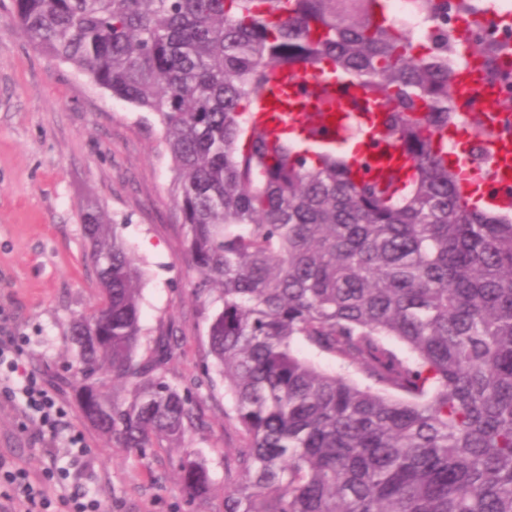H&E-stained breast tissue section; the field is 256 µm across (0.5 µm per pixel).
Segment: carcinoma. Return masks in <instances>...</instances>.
Instances as JSON below:
<instances>
[{"label": "carcinoma", "instance_id": "1", "mask_svg": "<svg viewBox=\"0 0 512 512\" xmlns=\"http://www.w3.org/2000/svg\"><path fill=\"white\" fill-rule=\"evenodd\" d=\"M413 41L390 0H11L40 51L152 114L207 315L209 353L245 436L224 512H512V216L468 205L448 170V0H419ZM333 66L359 117L414 164L394 185L340 151L272 147L259 91L291 66ZM100 288L77 317L75 400L109 447L166 441L186 504L214 483L185 445L198 399L165 380L162 332L139 360L135 254L97 206L81 207ZM333 363L324 369L304 355ZM120 382L130 398L112 399Z\"/></svg>", "mask_w": 512, "mask_h": 512}]
</instances>
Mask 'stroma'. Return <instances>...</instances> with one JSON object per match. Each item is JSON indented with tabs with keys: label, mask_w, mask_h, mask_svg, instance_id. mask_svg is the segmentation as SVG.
I'll return each instance as SVG.
<instances>
[{
	"label": "stroma",
	"mask_w": 512,
	"mask_h": 512,
	"mask_svg": "<svg viewBox=\"0 0 512 512\" xmlns=\"http://www.w3.org/2000/svg\"><path fill=\"white\" fill-rule=\"evenodd\" d=\"M170 180L153 115L37 50L0 0V340L12 339L20 366L65 410L47 454L38 422L18 407L16 384L0 381V503L12 492L6 471L22 468L44 482L52 500L46 512H62V496L74 492L98 498L102 512H224L227 463L243 434L219 375L198 391L206 425L188 440L206 458L215 489L190 507L172 467L177 449L143 459L106 447L75 406L68 369L70 321L90 314L99 294L83 262L79 219L91 202L118 225L145 272L140 356L164 328L177 338L168 383L181 390L202 375L207 322L192 296ZM78 432L81 456L67 448Z\"/></svg>",
	"instance_id": "35a3bbf8"
}]
</instances>
